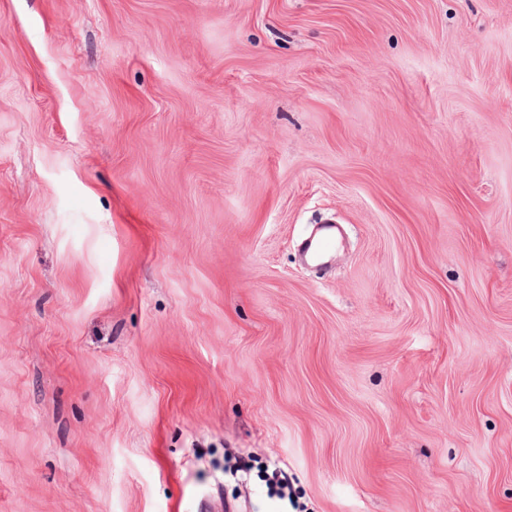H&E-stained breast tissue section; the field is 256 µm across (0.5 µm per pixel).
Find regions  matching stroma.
<instances>
[{
  "label": "stroma",
  "mask_w": 512,
  "mask_h": 512,
  "mask_svg": "<svg viewBox=\"0 0 512 512\" xmlns=\"http://www.w3.org/2000/svg\"><path fill=\"white\" fill-rule=\"evenodd\" d=\"M279 469L512 512V0H0V512Z\"/></svg>",
  "instance_id": "obj_1"
}]
</instances>
